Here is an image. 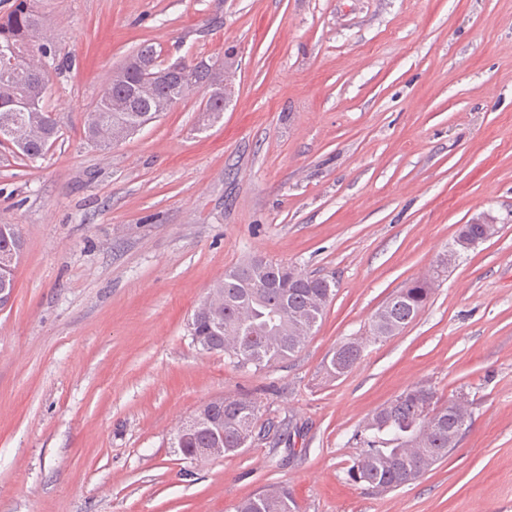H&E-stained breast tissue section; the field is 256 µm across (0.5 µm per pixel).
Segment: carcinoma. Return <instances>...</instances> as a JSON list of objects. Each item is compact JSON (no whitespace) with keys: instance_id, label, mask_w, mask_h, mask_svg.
I'll return each instance as SVG.
<instances>
[{"instance_id":"carcinoma-1","label":"carcinoma","mask_w":512,"mask_h":512,"mask_svg":"<svg viewBox=\"0 0 512 512\" xmlns=\"http://www.w3.org/2000/svg\"><path fill=\"white\" fill-rule=\"evenodd\" d=\"M44 14L40 0H15L9 12L0 16V52L15 50L19 67L0 68V125L9 124L22 140L13 144L28 159L44 156L61 137L57 118L46 105V94L35 90L24 102L9 98L8 84L32 86L30 69L41 60L53 70L69 69L70 60H59L56 46L42 38ZM191 86H183L170 67L163 65L160 51L143 44L130 55L103 87L85 121L86 140L109 150L122 139L159 119L163 113L192 96L207 93L224 84V74L209 63L192 65ZM144 80L160 86L156 97H135ZM127 99L125 112L112 111V102ZM497 231L486 217H476L458 229L456 236L466 245L452 243L449 256L437 261L434 276L418 279L393 293L373 313L366 327L365 341H346L336 347L323 369L330 378L348 373L361 359L365 343H379L400 334L414 322L432 293L437 275L455 257L474 249ZM24 248L21 234L9 224H0V253ZM209 294L217 304L207 316L193 320L189 333L204 340L224 343V356L240 367L265 369L298 353L336 295V279L311 275L292 264L249 257L224 271ZM427 397L410 387L395 395L365 418L353 439L362 448L349 470L352 482L376 493L393 491L419 479L462 441L472 416L458 401L440 403L437 393L426 388ZM259 405L248 396L224 398V449L236 447L242 432L256 429ZM235 512H296L288 488L276 486L238 503Z\"/></svg>"}]
</instances>
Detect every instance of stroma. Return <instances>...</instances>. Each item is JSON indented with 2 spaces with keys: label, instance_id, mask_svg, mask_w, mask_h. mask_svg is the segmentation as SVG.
Wrapping results in <instances>:
<instances>
[{
  "label": "stroma",
  "instance_id": "obj_1",
  "mask_svg": "<svg viewBox=\"0 0 512 512\" xmlns=\"http://www.w3.org/2000/svg\"><path fill=\"white\" fill-rule=\"evenodd\" d=\"M73 67L48 103L63 135L0 147V224L25 250L0 306V512H235L273 484L299 512H512V0H44ZM223 55L231 94L204 126L178 104L103 151L83 134L112 69ZM461 254L401 334L331 379L391 294ZM335 277L304 348L257 371L187 324L248 257ZM468 396L472 425L414 483L349 480L361 422L405 388ZM248 394L291 421L221 458L184 460L178 423ZM365 343L357 339L346 341L336 347L329 360L323 364L326 375L338 378L348 373L361 359Z\"/></svg>",
  "mask_w": 512,
  "mask_h": 512
}]
</instances>
